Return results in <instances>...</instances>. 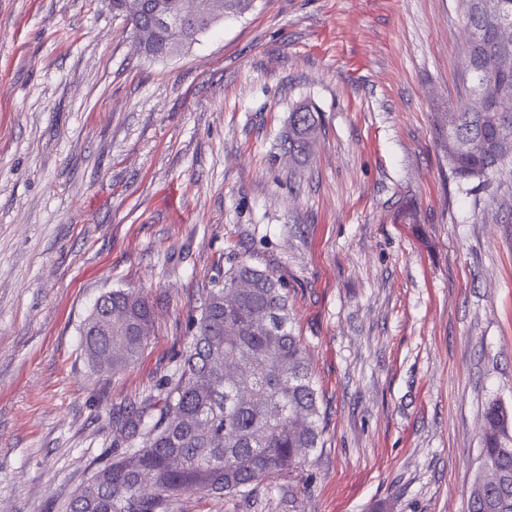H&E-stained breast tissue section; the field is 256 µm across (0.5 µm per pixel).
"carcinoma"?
Returning <instances> with one entry per match:
<instances>
[{"mask_svg": "<svg viewBox=\"0 0 512 512\" xmlns=\"http://www.w3.org/2000/svg\"><path fill=\"white\" fill-rule=\"evenodd\" d=\"M250 0H198L195 15L179 27L163 21L180 12V0H112V12L132 29L150 28L146 56L184 51L224 15L244 11ZM465 26L479 37L465 44L471 105L435 113V127L451 172L460 181L486 178L512 156V69L491 72L489 63L512 56V0H459ZM320 129L318 112L296 106L283 145L305 164ZM109 322L100 336L88 330ZM154 333L147 297L116 288L95 303L81 345L99 371L133 366ZM321 393L307 349L292 328L288 289L273 275L242 260L205 289L185 356L167 379L162 407L117 418L125 448L68 503L67 512H168L178 496L205 490L250 497L293 476L323 447ZM146 436L145 444L137 437ZM482 465L499 473L495 486L474 479L468 512H512V413L492 400L483 413Z\"/></svg>", "mask_w": 512, "mask_h": 512, "instance_id": "carcinoma-1", "label": "carcinoma"}]
</instances>
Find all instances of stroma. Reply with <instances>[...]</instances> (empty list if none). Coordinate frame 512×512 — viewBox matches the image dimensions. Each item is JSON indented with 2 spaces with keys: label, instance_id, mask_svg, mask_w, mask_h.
Masks as SVG:
<instances>
[{
  "label": "stroma",
  "instance_id": "1",
  "mask_svg": "<svg viewBox=\"0 0 512 512\" xmlns=\"http://www.w3.org/2000/svg\"><path fill=\"white\" fill-rule=\"evenodd\" d=\"M465 39L458 0H252L152 59L109 0H0V512H65L242 258L287 285L324 445L259 498L169 512H466L483 409L512 408V163L461 184L440 151ZM115 288L154 334L96 374L80 328ZM319 129V114L312 106L301 104L289 112L288 131L283 145L298 165H304L308 161Z\"/></svg>",
  "mask_w": 512,
  "mask_h": 512
}]
</instances>
